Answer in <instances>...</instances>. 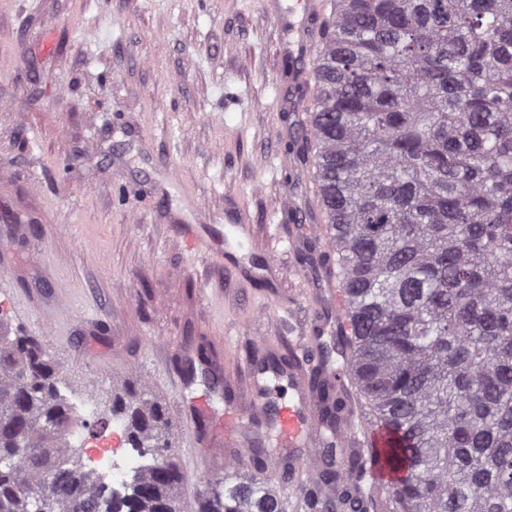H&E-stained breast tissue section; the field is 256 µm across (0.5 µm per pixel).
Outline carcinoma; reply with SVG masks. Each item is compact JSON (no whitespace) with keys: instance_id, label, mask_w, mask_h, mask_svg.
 <instances>
[{"instance_id":"cac0c4a2","label":"carcinoma","mask_w":512,"mask_h":512,"mask_svg":"<svg viewBox=\"0 0 512 512\" xmlns=\"http://www.w3.org/2000/svg\"><path fill=\"white\" fill-rule=\"evenodd\" d=\"M311 79V155L351 330L342 353L403 478L388 512H512V0H333ZM62 370L0 320V512H102L65 428ZM151 457L120 512H181L184 476L148 388L112 395ZM368 512L358 462L322 450ZM193 512H284L267 474L207 479Z\"/></svg>"}]
</instances>
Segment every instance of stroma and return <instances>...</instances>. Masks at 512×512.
Segmentation results:
<instances>
[{
  "label": "stroma",
  "mask_w": 512,
  "mask_h": 512,
  "mask_svg": "<svg viewBox=\"0 0 512 512\" xmlns=\"http://www.w3.org/2000/svg\"><path fill=\"white\" fill-rule=\"evenodd\" d=\"M279 19L265 0H0V318L64 366L66 398L93 403L84 428L111 425L112 395L144 382L163 406L194 497L213 472L192 455L186 401L224 409L228 351L262 336L291 348L313 319L302 279L244 280L223 247L181 246L183 224L224 227L239 207L258 252L284 267L274 234L291 194L299 224L321 221L316 192L285 182L302 166L298 120L313 82L289 90ZM293 325L270 333L283 308ZM211 352L194 383L176 359Z\"/></svg>",
  "instance_id": "stroma-1"
}]
</instances>
